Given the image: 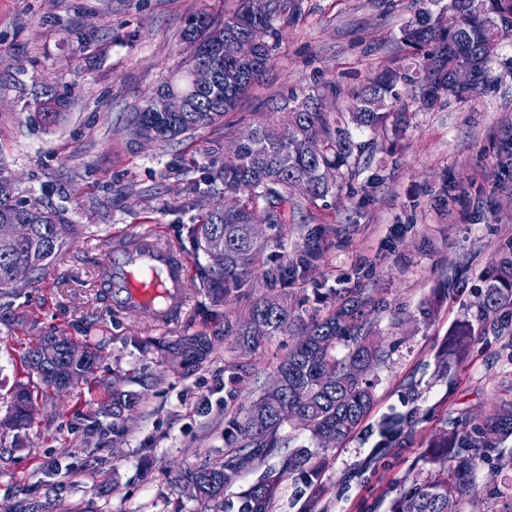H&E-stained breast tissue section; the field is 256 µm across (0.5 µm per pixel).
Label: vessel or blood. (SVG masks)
<instances>
[{"instance_id":"1","label":"vessel or blood","mask_w":512,"mask_h":512,"mask_svg":"<svg viewBox=\"0 0 512 512\" xmlns=\"http://www.w3.org/2000/svg\"><path fill=\"white\" fill-rule=\"evenodd\" d=\"M138 240L134 250L119 245L112 250L106 286L113 305L134 312L149 306L159 313L175 305L186 307L190 294L185 259L173 256L156 236L144 233Z\"/></svg>"}]
</instances>
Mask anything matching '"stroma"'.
I'll return each instance as SVG.
<instances>
[{"label":"stroma","instance_id":"35a3bbf8","mask_svg":"<svg viewBox=\"0 0 512 512\" xmlns=\"http://www.w3.org/2000/svg\"><path fill=\"white\" fill-rule=\"evenodd\" d=\"M283 3L279 49L228 128L153 147L132 138L127 116L183 69L188 17L220 15L233 0H0V160L22 190L65 192L71 222L86 227L42 281L0 297V417L15 382L39 386L21 360L44 333L90 343L97 353L87 379L39 401L24 447H13L12 433H0V512L21 500L55 501L57 512H215L183 493L174 472L223 459L232 365L253 374L242 387V400H249L293 337L273 338L251 355L220 338L209 361L173 366L160 350L141 351L124 338L216 330L196 315L201 295L160 327L134 313L114 319L96 298L95 279L111 245L127 234L152 229L165 242L195 223L199 210L189 188L203 167L223 164L215 142L280 122L289 101L329 80L342 88L329 111H347L368 77L408 55L400 30L416 0ZM491 70L483 93L462 102L444 97L425 109L406 95L400 135L379 130L355 176L342 177L341 191L299 201L310 223L334 229L322 261L298 284L299 298L311 311L332 290L373 294L384 303L372 317L373 331L391 355L374 372L375 402L364 423L342 443L317 450V485L296 475L283 482L276 512H300L310 497L322 512H387L389 501L427 472V441L447 419L474 421L512 400L510 331L476 337L451 375L437 366L450 328L467 317L494 258L512 248V38ZM48 80L71 105L65 120L46 131L27 116ZM190 161L195 169L182 172ZM452 265L461 268L455 295L430 321L417 320ZM119 376L124 390L142 400L116 428L105 408ZM407 412L416 418L412 434L373 458L384 422ZM476 485L475 512H512V469L482 464Z\"/></svg>","mask_w":512,"mask_h":512}]
</instances>
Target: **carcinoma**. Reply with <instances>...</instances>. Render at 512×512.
<instances>
[{"mask_svg": "<svg viewBox=\"0 0 512 512\" xmlns=\"http://www.w3.org/2000/svg\"><path fill=\"white\" fill-rule=\"evenodd\" d=\"M245 0L219 19L208 17L209 24L184 28L183 40L192 48L185 70L179 78L157 88L159 92L180 96L184 112H153L146 98L130 122L147 130H157L164 143L180 142L195 132L224 124V117L236 110L242 97L259 81L255 76L228 93L223 82L209 89L196 87L191 78L193 65L201 60L202 50L213 47L220 53L217 67L235 59L224 43L227 33L249 34L259 41L262 66L268 67L279 47L280 32L275 21L281 14L278 0H267L266 14L260 21L244 8ZM435 0H419V8L401 33V42L411 52L408 62L387 68L369 79L355 93L348 116L330 118L320 111L325 98H337L341 88L333 81L306 94L290 112L285 128L261 123L241 145L239 166L204 168V204L197 223L184 238L168 246L178 255L205 254L221 245L227 261L221 270L197 264L195 278L188 288L204 295L198 312L206 320L223 319L224 338L235 348L253 352L276 336L297 337L288 355L277 365L282 385L277 390L260 387L249 404L236 410L231 403L239 391L228 390L224 399V461L182 472L176 481L195 497L219 502L224 490L243 472L256 469L269 458H281L280 467L268 469L241 497L239 512H274L282 482L298 471L308 485L318 482L319 467L305 447L290 448L293 437L282 435L288 425L307 431L316 445L334 446L348 438L368 414L374 402V382L370 373L384 365L388 350L373 336L370 316L380 301L368 295L349 292L344 298L331 292L318 298L326 310L320 316L303 310L295 299L294 286L305 280L322 259L325 226H298L302 243L293 255L262 262L269 240L250 236L249 223L262 213L270 217L276 236L286 229L288 209L296 208L290 184L309 177L306 197L315 201L340 187L337 178L357 157L370 148L371 141H360L366 133L391 124L397 133L405 107L403 92L419 90L421 107L435 105L438 94L465 100L479 93L491 78L490 64L503 41L512 36V0H451L448 16L429 8ZM463 67L476 72L472 84L458 86L452 73ZM68 106L66 96L51 82L44 83L36 99L32 119L45 128L58 125ZM0 224H27L28 238L0 248V289L10 286L14 267L27 265L32 281L42 278L47 266L83 231V225L69 223L65 208L40 197L25 196L0 164ZM261 268L266 292L256 296L247 288V277ZM497 273L487 282L471 305V317L462 320L448 335L439 356V369L446 375L467 355L476 336H498L512 323V251L499 255ZM236 301L245 309L236 319L223 316L224 304ZM343 353L337 354V348ZM168 357L182 364H200L214 351L211 334L195 331L172 342L158 344ZM97 354L88 345L70 338L46 334L27 352L23 364L39 378L44 389L53 391L66 379L72 384L93 372ZM34 400L29 386L16 387L5 426L21 431L31 425L27 407ZM140 395L115 386L112 388V427L123 423L124 412L136 408ZM413 415L390 419L382 432L375 453L385 454L412 427ZM512 437V401L502 403L469 430L455 422L445 425L430 439V461L435 472L417 480L404 495L392 500L388 512H455L478 496L475 474L478 467L494 457L500 467L512 466V454L501 444Z\"/></svg>", "mask_w": 512, "mask_h": 512, "instance_id": "cac0c4a2", "label": "carcinoma"}]
</instances>
